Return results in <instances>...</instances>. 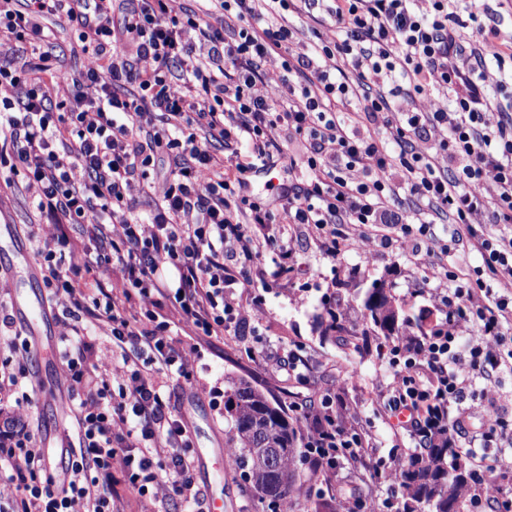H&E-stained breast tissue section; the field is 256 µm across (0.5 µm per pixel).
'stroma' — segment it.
Segmentation results:
<instances>
[{"label":"stroma","instance_id":"1","mask_svg":"<svg viewBox=\"0 0 512 512\" xmlns=\"http://www.w3.org/2000/svg\"><path fill=\"white\" fill-rule=\"evenodd\" d=\"M44 24L54 32L48 44L31 39L19 41L0 32V61L21 68L37 62L42 54H50V62L59 74L50 87L51 104L67 105L78 92L73 77L97 68L99 60L93 52L83 50L78 28L65 15L48 17ZM58 233V225L50 223L38 209L23 174L12 175L7 182L0 180V308L11 316L9 324L0 326V336L31 337L29 326L15 315L17 284L25 268L30 267L35 271L30 289L44 291L45 284L36 272L37 253ZM291 234L299 268L256 286L254 293L260 301L247 312L249 325L270 339L272 345H302L319 388L344 390L351 413L371 435L379 453L388 455L398 439L377 404L379 395L391 381L386 357L372 350L346 358L335 337L322 336L320 323L326 318L325 299L331 296L339 300L336 312L346 325H361V301L376 281L384 282L407 315L421 317L432 307L430 296L416 293L423 271L408 250L393 256L378 253L368 257L350 251L333 262L322 255L305 229H292ZM48 312L47 332L55 343L49 347L42 365L27 367L25 389L30 398L26 401L13 395L7 398L16 417L33 426L41 439L52 434L74 433L66 401L53 406L38 398L45 382L60 385L65 382L56 340L67 334L68 329L58 321L56 306H49ZM193 371V380L171 381L170 409L190 416L196 446V484L203 495L212 496L222 504V512H261L256 502L242 495L239 474L228 463L225 448L228 422L209 397L199 391L198 385L207 381L223 386L228 378L242 377L284 403L295 396H306L310 388L297 378L265 373L258 362L219 339L209 341L202 356L195 359Z\"/></svg>","mask_w":512,"mask_h":512}]
</instances>
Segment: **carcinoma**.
Masks as SVG:
<instances>
[{"mask_svg":"<svg viewBox=\"0 0 512 512\" xmlns=\"http://www.w3.org/2000/svg\"><path fill=\"white\" fill-rule=\"evenodd\" d=\"M367 329L357 333L332 317L327 330L358 352L400 333L410 320L401 316L387 288H370L363 298ZM224 411L231 422L227 447L241 470L246 498L257 502L262 512H279L281 502L291 498L300 481L298 464L305 465L306 482H323L321 472L307 466L309 449L302 447L299 417L244 378L224 391ZM392 477L401 488L391 512H463L464 493L472 490L466 471L450 448H429L425 454L408 456L388 465L376 483ZM341 504L321 497L307 498L299 512H341Z\"/></svg>","mask_w":512,"mask_h":512,"instance_id":"carcinoma-1","label":"carcinoma"}]
</instances>
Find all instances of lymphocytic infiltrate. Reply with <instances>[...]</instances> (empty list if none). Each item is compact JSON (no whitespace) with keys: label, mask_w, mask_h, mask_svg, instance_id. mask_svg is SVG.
<instances>
[{"label":"lymphocytic infiltrate","mask_w":512,"mask_h":512,"mask_svg":"<svg viewBox=\"0 0 512 512\" xmlns=\"http://www.w3.org/2000/svg\"><path fill=\"white\" fill-rule=\"evenodd\" d=\"M15 2L0 0V32L47 39L42 18L63 13L103 64L84 75L99 86L97 99L75 96L61 114L47 105L49 66L0 64V82L21 89L18 100L0 101V170L23 172L39 208L62 228L39 256L49 300L71 331L63 368L75 420L62 482L33 430L6 418L0 481L13 493L0 498V512H119L118 484L145 495L162 477L183 512H203L188 416L171 412L167 392L171 379L193 377L197 349L185 347L181 331L228 334L263 366L298 367L299 350L269 353L245 331L254 284L294 270L286 228L305 227L335 260L351 249L403 251L423 241L435 213L456 224L449 240L427 247L421 280L447 284L442 317L390 345L385 416L412 448L435 437L454 448L476 477L475 512L486 503L512 512V494L500 486L512 478V401L483 394L479 430L467 434L465 421L475 378L512 372L503 348L512 335V96L490 104L479 75L486 63L512 58L497 26L478 25L470 50L457 35L468 22L451 0H430L426 13L410 0H209L206 13L182 19L166 0ZM318 9L330 28L290 53L299 29L285 13L310 18ZM190 30L196 41L186 40ZM274 55L275 77L265 68ZM145 56L154 69L138 67ZM175 63L195 98L172 92ZM130 84L137 96L125 95ZM259 84L266 94H256ZM427 91L441 94L439 104L413 108L414 95ZM146 108L159 112L161 127L138 125ZM214 140L227 156L211 151ZM288 147L302 174L278 186L274 209L249 194L246 176L274 168ZM161 162L162 196L143 224L129 188ZM77 167L87 174L79 184ZM403 191L416 209L397 207ZM190 213L194 223H184ZM92 214L97 223H88ZM462 242L480 261L470 276L448 267ZM101 267L118 270L121 285L91 281ZM459 322L471 323L473 336L455 335ZM117 370L127 378L118 386ZM301 419L303 444L324 472L342 463L373 475L386 465L359 423L338 416L334 393L322 392Z\"/></svg>","instance_id":"lymphocytic-infiltrate-1"}]
</instances>
